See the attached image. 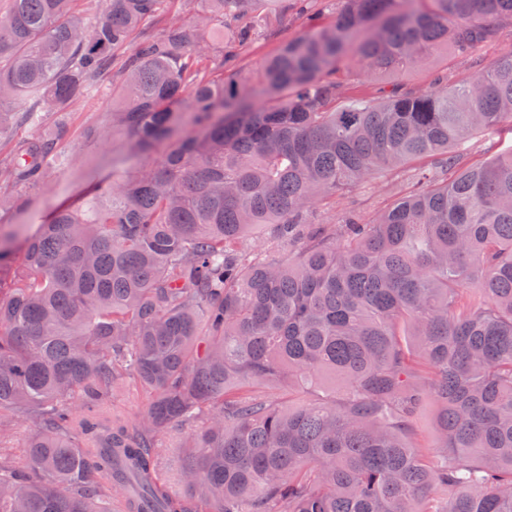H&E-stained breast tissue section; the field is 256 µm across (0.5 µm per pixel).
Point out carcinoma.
Returning <instances> with one entry per match:
<instances>
[{"instance_id": "cac0c4a2", "label": "carcinoma", "mask_w": 512, "mask_h": 512, "mask_svg": "<svg viewBox=\"0 0 512 512\" xmlns=\"http://www.w3.org/2000/svg\"><path fill=\"white\" fill-rule=\"evenodd\" d=\"M8 0L0 11V211L61 157L70 107L106 79L122 106L86 131L155 166L102 180L35 233H0V512H512V54L460 83L364 87L512 26V0ZM299 8L306 31L245 57ZM219 28L209 56L201 34ZM391 171L412 190L366 219L316 208ZM262 231L269 253L240 241ZM133 375L138 425L112 407ZM338 395L285 409L263 391ZM81 395V406L73 402ZM438 443H410L426 400ZM32 424L25 467L4 458ZM174 492L160 437L195 417ZM512 134L506 127H498L494 130L476 135L470 142L472 155L489 157L496 150L507 149L511 144ZM491 151L487 152L488 148Z\"/></svg>"}]
</instances>
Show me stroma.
<instances>
[{
	"instance_id": "obj_1",
	"label": "stroma",
	"mask_w": 512,
	"mask_h": 512,
	"mask_svg": "<svg viewBox=\"0 0 512 512\" xmlns=\"http://www.w3.org/2000/svg\"><path fill=\"white\" fill-rule=\"evenodd\" d=\"M447 55V50L438 51L425 63L413 66L400 74L399 82L423 87L428 84L431 75L437 72H447L449 80L452 81L468 73L469 59L459 58L451 61ZM119 102V94L108 86L97 95L76 102L72 112L70 134L63 144L59 167L53 170L44 184L30 191V212H1L0 223L26 224L38 217L49 219L57 209L78 205L83 196L89 194L99 181L114 175H124L130 166L145 167L156 161L157 156L152 152L130 157L127 142L119 134L114 135L106 145L86 139V129L104 118L113 105ZM393 184V178H380L369 187L354 190L349 195L338 198L335 211L318 210L317 217L323 222L334 219L336 210L346 209L355 204L360 205L367 213H374L390 193Z\"/></svg>"
}]
</instances>
